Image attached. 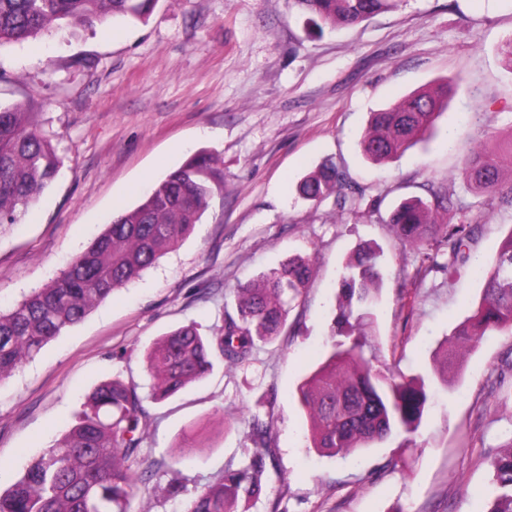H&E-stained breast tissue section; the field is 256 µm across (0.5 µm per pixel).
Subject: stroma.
Listing matches in <instances>:
<instances>
[{
	"label": "stroma",
	"mask_w": 512,
	"mask_h": 512,
	"mask_svg": "<svg viewBox=\"0 0 512 512\" xmlns=\"http://www.w3.org/2000/svg\"><path fill=\"white\" fill-rule=\"evenodd\" d=\"M512 0H402L359 24L315 32L292 0H155L146 20H107L0 47V104L23 105L62 160L51 188L19 223L0 226V310L61 275L112 221L194 153L219 155L224 190L201 224L142 278L0 381V487L46 454L92 389L120 378L149 393L143 354L172 328L210 333L235 314L234 290L309 255L315 275L284 330L250 362L147 403L141 454L151 468L129 512H185L229 460L252 450L253 418L272 422L268 490L247 512H484L491 459L512 440V333L483 337L447 380L432 355L479 302L512 210L476 195L462 156L512 133ZM444 79L457 86L434 139L382 165L359 146L372 112ZM344 194L313 205L297 181L323 161ZM447 187L483 202L468 267L424 271L387 219L401 200ZM378 246L386 278L378 356L424 377L433 404L412 441L396 437L329 457L311 448L297 387L328 351L338 276L353 247ZM178 484L170 496V484Z\"/></svg>",
	"instance_id": "1"
}]
</instances>
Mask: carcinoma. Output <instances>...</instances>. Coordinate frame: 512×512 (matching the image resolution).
Listing matches in <instances>:
<instances>
[{
	"instance_id": "obj_1",
	"label": "carcinoma",
	"mask_w": 512,
	"mask_h": 512,
	"mask_svg": "<svg viewBox=\"0 0 512 512\" xmlns=\"http://www.w3.org/2000/svg\"><path fill=\"white\" fill-rule=\"evenodd\" d=\"M321 30L353 25L388 12L401 0H294ZM154 0H0V46L24 42L71 26L92 28L108 18L144 21ZM450 82L404 96L394 106L371 113L360 140L373 164L396 159L431 138L448 106ZM219 159L201 151L156 183L135 207L111 224L67 269L7 314L0 312V379L37 355L52 339L82 321L114 291L153 266L202 222L218 189ZM60 167L56 149L20 106L0 105V225L15 224L54 181ZM459 174L477 194H490L498 206L512 210V177L504 180L500 156L479 147L466 153ZM342 184L334 164L304 176L298 195L320 203ZM484 212L455 208L448 190L430 198L401 202L389 225L403 244L422 259L448 253V273L469 262L472 226ZM314 273L309 256H294L259 280L236 291V316L204 336L194 324L161 336L146 353L152 380L144 397L134 385L105 381L92 391L86 410L46 455L33 461L9 488L0 490V512H129L138 483L149 470L131 471L140 455L148 413L145 401L162 403L206 378L218 362L245 364L256 342H269L286 325L292 302ZM483 290L477 307L440 347L437 371L448 374L459 347L503 330L512 331V232L502 241L493 263L482 270ZM381 254L358 244L339 281L341 301L332 343L318 367L298 386L306 412L311 446L330 456H349L362 448L417 433L428 409L425 381L407 379L379 364L371 327L383 285ZM272 424L255 417L253 451L237 464H226L223 478L207 486L185 512H241V504L267 489L266 448ZM494 478L488 512H512V442L491 462Z\"/></svg>"
}]
</instances>
